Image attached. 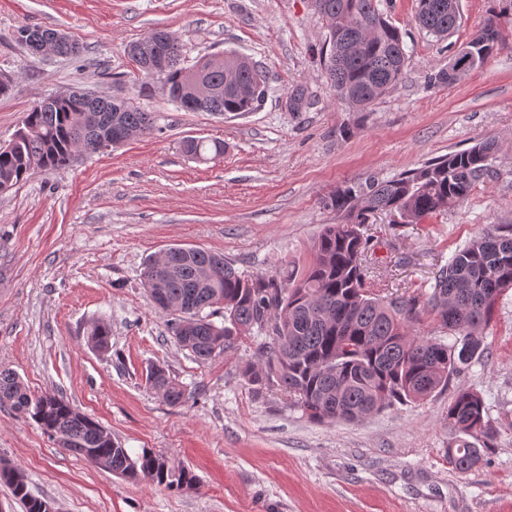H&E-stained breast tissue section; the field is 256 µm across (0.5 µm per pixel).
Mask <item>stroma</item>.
<instances>
[{
    "label": "stroma",
    "instance_id": "stroma-1",
    "mask_svg": "<svg viewBox=\"0 0 512 512\" xmlns=\"http://www.w3.org/2000/svg\"><path fill=\"white\" fill-rule=\"evenodd\" d=\"M416 0H380L408 56L399 82L368 110L337 99L318 51L327 28L311 0H0V142L40 97L66 90L126 99L153 112L152 134L0 194V368L32 395L54 393L103 425L131 456L163 455L194 472L192 490L98 469L29 417L0 406V460L20 468L33 496L59 512H512V292L484 332L485 350L446 387L353 423L308 419L282 389L243 376L257 363L246 335L201 361L171 339L141 285L147 257L173 245L223 254L272 274L302 261L323 225L342 217L323 200L347 182L388 180L427 160L497 141L495 174L469 197L418 224L377 214L363 226L371 289L390 299L430 285L455 250L492 224L512 223V0H460V26L439 41L414 22ZM503 40L482 67L431 87L490 17ZM61 29L83 47L45 57L19 44L20 27ZM156 29L187 59L231 48L264 67L261 107L240 115L187 112L138 79L128 44ZM304 86L311 103L285 101ZM189 137L224 155L196 162ZM112 326L108 352L86 342ZM158 364L190 394L168 405L145 380ZM483 397L494 433L483 459L456 473L446 414L454 395ZM112 335L111 326L105 321L92 322L86 330V340L88 346L99 352H106L110 347V338Z\"/></svg>",
    "mask_w": 512,
    "mask_h": 512
}]
</instances>
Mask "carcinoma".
<instances>
[{"mask_svg":"<svg viewBox=\"0 0 512 512\" xmlns=\"http://www.w3.org/2000/svg\"><path fill=\"white\" fill-rule=\"evenodd\" d=\"M327 24L324 70L338 99L366 109L402 77L406 52L402 34L380 13L377 0H312ZM460 16L448 0H417L420 29L444 39L459 27ZM128 54L143 63V78L159 76L162 94L174 102L209 89L198 112L227 115L254 112L268 87L266 71L234 50L210 53L187 64L185 45L159 30L132 43ZM136 136L155 130L153 113L126 101L75 96L32 105L21 134L0 148V193L37 172L62 169L75 153L108 147L116 128ZM185 154L208 162L224 155V144L183 141ZM497 142L433 159L389 180H357L326 197L324 205L342 215L327 224L312 245V257L282 275L247 274L224 256L201 248L173 253L174 267L164 272L155 258L141 272L152 303L165 298L175 306L172 338L205 361L252 332L262 337L259 362L244 371L258 389L288 391L295 406L317 422L359 420L397 404L424 400L448 385L451 375L471 365V352L483 345L480 329L492 321L498 301L512 291V224H498L457 249L434 273L431 290L384 300L369 286L365 264L367 239L362 226L369 215L386 213L395 224H418L465 200L494 174ZM224 316L219 326L214 315ZM427 315L438 335L413 336L411 323ZM111 326L95 321L86 330L87 345L110 347ZM146 382L170 405L189 398L187 390L159 365ZM0 405L30 416L64 450L132 482L149 478L158 485L192 488L191 470L175 468L162 456L145 452L133 459L101 425L60 395L32 397L22 379L0 369ZM448 463L464 474L479 463L475 441L493 429L483 398L458 391L448 405ZM0 483L11 487L25 512H47L48 500L30 495L21 469L0 463Z\"/></svg>","mask_w":512,"mask_h":512,"instance_id":"cac0c4a2","label":"carcinoma"}]
</instances>
